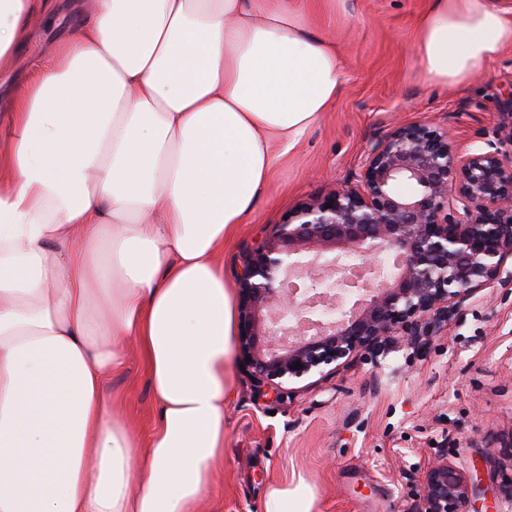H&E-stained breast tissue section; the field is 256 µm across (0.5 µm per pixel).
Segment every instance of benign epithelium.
<instances>
[{
    "mask_svg": "<svg viewBox=\"0 0 512 512\" xmlns=\"http://www.w3.org/2000/svg\"><path fill=\"white\" fill-rule=\"evenodd\" d=\"M400 182L413 192L400 194ZM353 259L369 274L358 299L324 286ZM509 260L512 120L489 150L466 155L444 128L399 125L368 148L355 184L296 206L246 257L244 366L278 391L285 380L334 374L394 336H434L501 282ZM421 486L416 512H470L475 484L448 458L426 467Z\"/></svg>",
    "mask_w": 512,
    "mask_h": 512,
    "instance_id": "obj_1",
    "label": "benign epithelium"
}]
</instances>
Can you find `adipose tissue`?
I'll return each mask as SVG.
<instances>
[{
	"instance_id": "1",
	"label": "adipose tissue",
	"mask_w": 512,
	"mask_h": 512,
	"mask_svg": "<svg viewBox=\"0 0 512 512\" xmlns=\"http://www.w3.org/2000/svg\"><path fill=\"white\" fill-rule=\"evenodd\" d=\"M307 0H90L17 93L0 152V512H196L224 457L236 326L219 257L278 150L330 109ZM54 0H0V79ZM416 52L453 88L512 48V0H429ZM158 404L136 439L130 349ZM265 512H316L301 475ZM112 400L115 409L128 417L135 431L146 434L152 429L157 405L149 388L146 366L135 350L125 373L112 379Z\"/></svg>"
}]
</instances>
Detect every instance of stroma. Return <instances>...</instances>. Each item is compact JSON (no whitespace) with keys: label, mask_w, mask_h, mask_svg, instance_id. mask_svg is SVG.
<instances>
[{"label":"stroma","mask_w":512,"mask_h":512,"mask_svg":"<svg viewBox=\"0 0 512 512\" xmlns=\"http://www.w3.org/2000/svg\"><path fill=\"white\" fill-rule=\"evenodd\" d=\"M428 0H310L308 22L336 46L343 85L336 101L277 163L236 238L224 277L237 288L246 256L296 205L350 184L369 145L402 122L449 129L456 150L495 143L512 116V49L451 90L426 80L415 53ZM73 19L37 22L17 62L34 78ZM490 299L467 302L440 333L416 345L393 337L336 374L257 388L240 358L224 406V459L197 512H264L269 484L300 473L318 512H413L428 462L446 455L480 483L475 512H512L499 491L491 438L512 430V265ZM112 400L148 433L157 405L147 369L131 353L112 381Z\"/></svg>","instance_id":"1"}]
</instances>
